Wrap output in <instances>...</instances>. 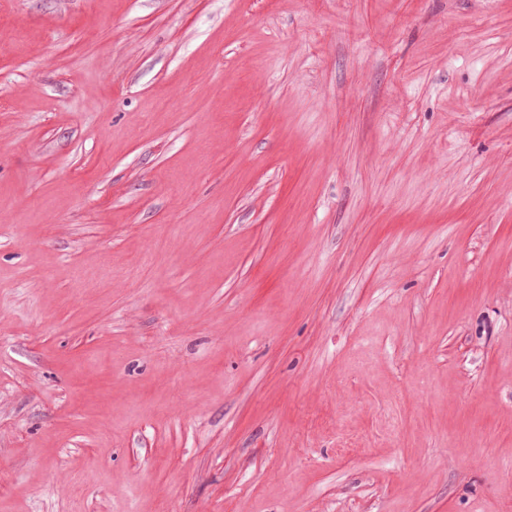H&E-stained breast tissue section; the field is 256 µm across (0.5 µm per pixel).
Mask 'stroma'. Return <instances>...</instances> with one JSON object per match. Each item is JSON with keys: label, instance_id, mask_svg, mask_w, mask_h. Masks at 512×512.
<instances>
[{"label": "stroma", "instance_id": "1", "mask_svg": "<svg viewBox=\"0 0 512 512\" xmlns=\"http://www.w3.org/2000/svg\"><path fill=\"white\" fill-rule=\"evenodd\" d=\"M0 512H512V0H0Z\"/></svg>", "mask_w": 512, "mask_h": 512}]
</instances>
